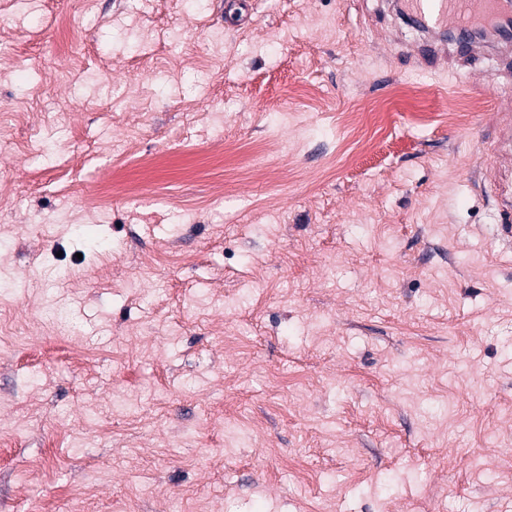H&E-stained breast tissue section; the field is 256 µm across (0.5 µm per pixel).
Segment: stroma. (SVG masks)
<instances>
[{"label": "stroma", "instance_id": "1", "mask_svg": "<svg viewBox=\"0 0 512 512\" xmlns=\"http://www.w3.org/2000/svg\"><path fill=\"white\" fill-rule=\"evenodd\" d=\"M226 2L0 0V512H512V44Z\"/></svg>", "mask_w": 512, "mask_h": 512}]
</instances>
